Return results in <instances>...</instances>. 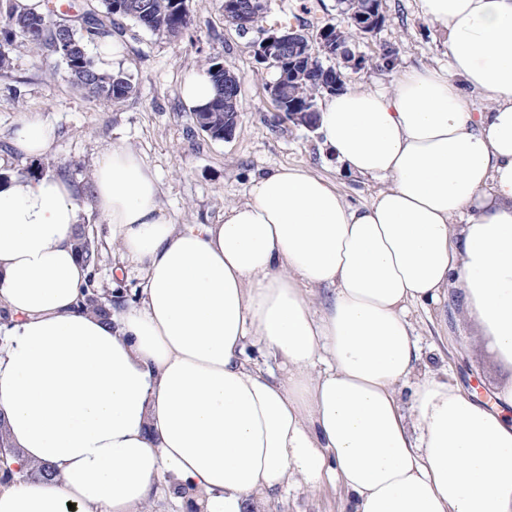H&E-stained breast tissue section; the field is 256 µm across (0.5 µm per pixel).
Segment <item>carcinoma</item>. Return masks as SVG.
<instances>
[{"mask_svg":"<svg viewBox=\"0 0 512 512\" xmlns=\"http://www.w3.org/2000/svg\"><path fill=\"white\" fill-rule=\"evenodd\" d=\"M101 12L92 10L83 12L81 19L85 33L75 38L88 46L96 39L112 37L115 19H131L147 30L169 36H178L188 25L185 0H99ZM68 22L67 12L50 6L46 11L22 12L9 7L3 17L4 44L0 45V69L8 64L11 47L40 48L46 44L53 45V35L57 28ZM56 54L66 65L70 83L84 90L88 96L103 103H114L128 97L133 89L131 76L123 71L107 72L99 69L89 52L77 57H65L60 50ZM303 56V65H312L313 69L305 78L295 79L288 84V105L300 109L315 104L316 95L325 91L321 51L311 41H306L299 52ZM213 79L216 94L210 106L195 113L196 122L201 129L214 139L224 138V130L233 129L239 112V102L224 101V82L228 81L221 63L213 61L208 66ZM74 249L80 261L96 272L101 261V249L83 224L75 226L73 235ZM91 286L85 290L83 307L99 316L105 322H112V300H103L99 290L94 286V279H89ZM0 481L8 482L14 478L9 459L15 456L8 438V429L4 417L0 416Z\"/></svg>","mask_w":512,"mask_h":512,"instance_id":"cac0c4a2","label":"carcinoma"}]
</instances>
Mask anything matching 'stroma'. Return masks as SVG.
<instances>
[{"label": "stroma", "instance_id": "1", "mask_svg": "<svg viewBox=\"0 0 512 512\" xmlns=\"http://www.w3.org/2000/svg\"><path fill=\"white\" fill-rule=\"evenodd\" d=\"M185 7L189 25L175 37L121 20L112 36L118 53L106 68L124 70L132 78L135 90L122 101L102 103L75 89L64 64L47 48L12 49L8 68L0 71V179L29 171L38 178L62 176L79 188L80 220L107 246L96 276L107 295L120 290L133 297L140 283L134 272L113 280L118 250L91 193L97 161L114 143L143 158L157 178L162 208L177 224L220 223L225 206L244 200L251 177L279 166L310 170L357 206L383 187L381 181L338 168L316 132L277 112L269 92L277 71L257 61L256 30L244 32L226 21L224 0H185ZM379 10L384 25L351 47L366 56L392 48L395 67L347 72V86L386 87L398 70L446 62L444 38L418 14L415 0H380ZM344 23L337 0H268L262 21L267 29H303L312 39L323 26ZM213 58L240 79L237 125L224 140L199 128L179 93L184 76L206 68ZM29 115L54 129L50 152L38 159L19 154L13 145L19 122ZM409 319L419 339L417 373L448 375L488 403L512 386V366L502 364L489 348L460 289L450 288L439 305L410 307ZM274 506L275 512H346L347 496L337 483L317 488L298 483L283 486Z\"/></svg>", "mask_w": 512, "mask_h": 512}]
</instances>
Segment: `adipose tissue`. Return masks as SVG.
<instances>
[{"mask_svg":"<svg viewBox=\"0 0 512 512\" xmlns=\"http://www.w3.org/2000/svg\"><path fill=\"white\" fill-rule=\"evenodd\" d=\"M416 7L447 63L318 112L346 171L387 180L365 205L281 166L222 223L176 224L144 160L113 144L92 193L120 253L113 278L132 265L142 283L111 323L80 307L74 186L0 182V414L21 472L0 484V512H140L165 476L200 512H247L297 479L340 483L350 512H512V387L489 406L416 375L408 319L457 286L512 366V0ZM14 143L39 157L53 131L26 117ZM250 343L287 377L250 364ZM40 464L52 478L28 476Z\"/></svg>","mask_w":512,"mask_h":512,"instance_id":"1","label":"adipose tissue"}]
</instances>
